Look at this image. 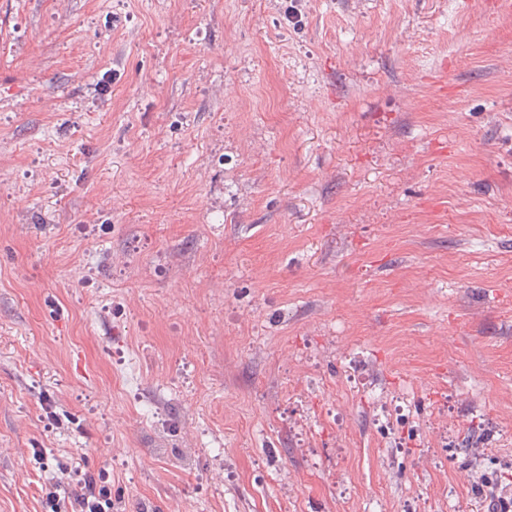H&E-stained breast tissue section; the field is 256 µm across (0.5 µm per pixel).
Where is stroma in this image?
Segmentation results:
<instances>
[{"label": "stroma", "instance_id": "35a3bbf8", "mask_svg": "<svg viewBox=\"0 0 512 512\" xmlns=\"http://www.w3.org/2000/svg\"><path fill=\"white\" fill-rule=\"evenodd\" d=\"M79 460L117 512L512 499V0H0V512Z\"/></svg>", "mask_w": 512, "mask_h": 512}]
</instances>
